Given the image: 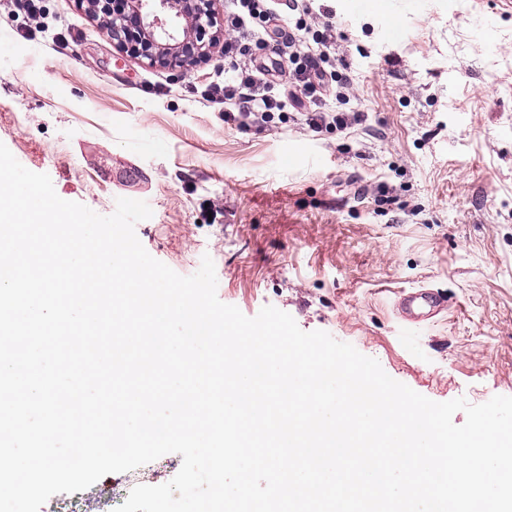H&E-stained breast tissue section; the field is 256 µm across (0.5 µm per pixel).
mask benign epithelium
I'll return each mask as SVG.
<instances>
[{"instance_id":"1","label":"benign epithelium","mask_w":512,"mask_h":512,"mask_svg":"<svg viewBox=\"0 0 512 512\" xmlns=\"http://www.w3.org/2000/svg\"><path fill=\"white\" fill-rule=\"evenodd\" d=\"M217 0H89L120 51L169 70L206 58L219 39Z\"/></svg>"}]
</instances>
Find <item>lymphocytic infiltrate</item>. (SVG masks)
I'll return each mask as SVG.
<instances>
[{
  "mask_svg": "<svg viewBox=\"0 0 512 512\" xmlns=\"http://www.w3.org/2000/svg\"><path fill=\"white\" fill-rule=\"evenodd\" d=\"M274 17V0H231L224 16V29L229 38L225 52L234 54L233 76L215 85L212 98L223 101L225 123L240 128L266 129L276 121L287 120L296 112L315 130L347 129L361 124L360 112L325 110L321 101L326 94V72L322 61L332 46L331 21H310L302 32L288 33L276 45H269L267 27ZM271 48L273 54L288 55L294 66V87L287 97L272 94L270 83L262 78L253 58L254 49Z\"/></svg>",
  "mask_w": 512,
  "mask_h": 512,
  "instance_id": "f902f5d3",
  "label": "lymphocytic infiltrate"
}]
</instances>
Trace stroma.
Instances as JSON below:
<instances>
[{
    "label": "stroma",
    "instance_id": "stroma-1",
    "mask_svg": "<svg viewBox=\"0 0 512 512\" xmlns=\"http://www.w3.org/2000/svg\"><path fill=\"white\" fill-rule=\"evenodd\" d=\"M346 0L326 70L366 122L320 132L225 124L206 89L223 46L173 72L120 52L86 0H43L41 31L0 0V142L57 195L112 214L141 195L146 251L175 272L214 262L220 301L323 330L436 401L512 396V0H426L406 26ZM448 307L418 324L402 295ZM169 453L40 512H113L112 485H161Z\"/></svg>",
    "mask_w": 512,
    "mask_h": 512
}]
</instances>
